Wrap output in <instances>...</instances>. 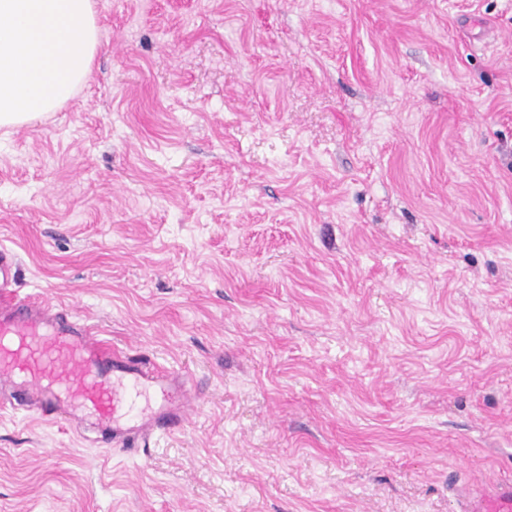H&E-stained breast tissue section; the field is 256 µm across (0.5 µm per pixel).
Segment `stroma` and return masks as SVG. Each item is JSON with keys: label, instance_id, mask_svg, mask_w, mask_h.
I'll return each mask as SVG.
<instances>
[{"label": "stroma", "instance_id": "1", "mask_svg": "<svg viewBox=\"0 0 512 512\" xmlns=\"http://www.w3.org/2000/svg\"><path fill=\"white\" fill-rule=\"evenodd\" d=\"M0 129L20 296L184 374L104 452L0 410V512H455L512 482V0H96Z\"/></svg>", "mask_w": 512, "mask_h": 512}]
</instances>
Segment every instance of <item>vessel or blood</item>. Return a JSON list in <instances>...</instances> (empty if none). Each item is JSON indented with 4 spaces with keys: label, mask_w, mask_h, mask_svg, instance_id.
<instances>
[{
    "label": "vessel or blood",
    "mask_w": 512,
    "mask_h": 512,
    "mask_svg": "<svg viewBox=\"0 0 512 512\" xmlns=\"http://www.w3.org/2000/svg\"><path fill=\"white\" fill-rule=\"evenodd\" d=\"M17 260L0 248V407L6 403L95 429L126 448L157 430L183 425L193 399L186 379L144 358L112 350L66 309L20 302ZM156 400L136 421L127 410L143 394ZM459 512H512V483L464 487Z\"/></svg>",
    "instance_id": "b4317fda"
}]
</instances>
